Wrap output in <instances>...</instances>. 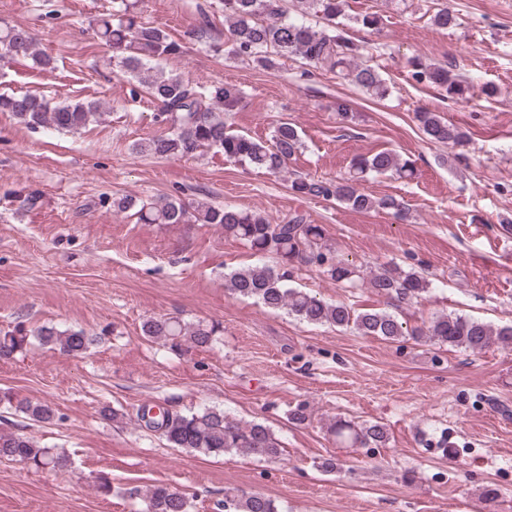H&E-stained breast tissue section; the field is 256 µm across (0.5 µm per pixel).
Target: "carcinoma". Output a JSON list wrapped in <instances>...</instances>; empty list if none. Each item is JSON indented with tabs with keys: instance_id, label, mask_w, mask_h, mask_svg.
Returning a JSON list of instances; mask_svg holds the SVG:
<instances>
[{
	"instance_id": "cac0c4a2",
	"label": "carcinoma",
	"mask_w": 512,
	"mask_h": 512,
	"mask_svg": "<svg viewBox=\"0 0 512 512\" xmlns=\"http://www.w3.org/2000/svg\"><path fill=\"white\" fill-rule=\"evenodd\" d=\"M286 0H224V17L231 35L230 55L273 69L284 57L297 56L316 66L325 67L356 85L373 98L387 95L388 86L378 69L368 62H357L364 47L336 33L334 29L315 28L288 15ZM301 14L310 12L333 22L345 15L346 0H297ZM96 37L111 47L113 58L130 80L145 87L159 100L164 111L159 122L169 131L159 137L135 145L141 153L154 156H187L200 151H214L224 159L254 169L276 174L303 147L298 130L287 122L274 128L270 139L256 140L232 132L226 117L241 101L239 89L226 82L210 87L194 86L173 72L156 70L149 62L180 53V45L160 26L142 21L139 0H115L112 14L95 23ZM28 57L37 66H48L49 55L37 48L29 32L19 26L0 24V61ZM412 77L428 82L462 98L469 84L460 75L424 62L411 61ZM0 112L10 113L17 122L29 128H53L74 131L101 118L100 105L91 101L66 100L58 104L32 94H0ZM426 138L450 147L462 146L466 134L456 125L431 111L415 113ZM396 174L400 178L414 175L413 165L390 150H382L353 160L346 176L336 179L298 175L290 189L296 195L334 200L358 212L388 210L399 218L406 216L405 207L392 197L378 198L365 191L363 182L371 174ZM123 210H135L143 224H217L224 235L250 244L256 253L270 255L280 266L267 264L240 268L224 275L227 287L236 296L254 298L273 310H284L290 316L309 324L350 328L362 336H373L385 342H396L406 336L439 346L485 351L492 346L512 345V325L494 327L481 320L456 314H444L429 327L412 329L392 312L385 310L356 312L343 303H329L306 291L288 287V267L300 264L315 268L327 279L341 285H352L361 279L360 270L336 257L327 243L325 229L309 224L304 215L294 213L278 223L251 211L207 202L166 197L150 203L124 198L117 202ZM368 285L375 292L397 304H412L428 290V282L420 273L397 265L372 274ZM221 332L220 325L187 323L178 317L149 319L142 325L143 335L168 345L174 352L190 348L205 349ZM34 338L52 350L67 354L86 352L97 337L83 332L41 326L29 331L23 326L0 335V359H11L23 351ZM0 404L34 422L54 418L51 406L19 398L9 391L0 393ZM145 428L162 435L172 448H182L203 456L242 453L266 460H277L282 448L274 433L260 423H244L216 408L188 413L165 411ZM330 432L347 448L379 446L388 439L386 426L379 422L355 425L338 420ZM0 460L39 469H63L70 459L63 448L38 446L21 429L0 431ZM142 495L145 512H189L188 497L164 484H155ZM224 512H285L275 500L261 494L239 495L224 492Z\"/></svg>"
}]
</instances>
